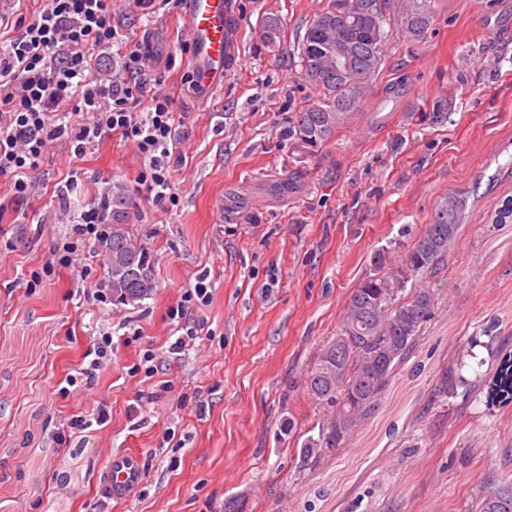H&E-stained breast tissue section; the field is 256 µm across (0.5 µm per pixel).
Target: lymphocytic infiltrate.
Segmentation results:
<instances>
[{
	"instance_id": "lymphocytic-infiltrate-1",
	"label": "lymphocytic infiltrate",
	"mask_w": 512,
	"mask_h": 512,
	"mask_svg": "<svg viewBox=\"0 0 512 512\" xmlns=\"http://www.w3.org/2000/svg\"><path fill=\"white\" fill-rule=\"evenodd\" d=\"M123 39L112 21L110 0H44L21 35L0 46V180L13 202L29 196L30 174L52 142L66 141L81 157L115 132L135 146L143 166L139 181L153 203L174 201L171 170L182 155L173 140V99L164 91L150 90L148 54L130 48L108 81L92 72L94 50ZM67 102L74 103V111H62ZM108 222L107 212L99 207L75 214L45 275L71 265L87 242L107 234ZM211 301L204 282L184 289L169 309L180 332L171 352L194 347L205 325L193 321L191 314Z\"/></svg>"
}]
</instances>
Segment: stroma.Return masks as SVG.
Masks as SVG:
<instances>
[{"label": "stroma", "instance_id": "stroma-1", "mask_svg": "<svg viewBox=\"0 0 512 512\" xmlns=\"http://www.w3.org/2000/svg\"><path fill=\"white\" fill-rule=\"evenodd\" d=\"M239 2L243 58L203 101L187 82L182 0H112L115 24L130 44L150 43L156 86L174 100L175 204L147 200L141 160L116 134L80 159L52 143L25 202L0 183V512H469L486 479L512 478V408L491 409L483 387L448 408L429 402L444 368L486 380L512 351V220L496 221L512 200V0H431L416 41L388 26L364 101L311 153L288 128L317 94L300 44L330 0ZM271 19L280 36L269 47ZM72 170L70 211L116 182L130 194L156 281L138 307L85 299L104 283L98 241L42 274L70 230L53 189ZM452 193L465 219L413 355L345 448L301 466L328 412L307 394L309 365L375 253H404ZM200 279L213 294L200 313L210 334L170 353L169 309ZM106 332L111 362L90 386L62 391ZM101 404L111 418L86 430L89 453L74 462L55 435ZM123 451L137 455L142 483L104 502L109 457Z\"/></svg>", "mask_w": 512, "mask_h": 512}]
</instances>
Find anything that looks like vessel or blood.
Segmentation results:
<instances>
[{"instance_id":"vessel-or-blood-1","label":"vessel or blood","mask_w":512,"mask_h":512,"mask_svg":"<svg viewBox=\"0 0 512 512\" xmlns=\"http://www.w3.org/2000/svg\"><path fill=\"white\" fill-rule=\"evenodd\" d=\"M190 23L192 66L199 91L222 87L239 60L241 47L237 0H185ZM138 460L131 454L110 457L102 486L103 497L123 499L140 486Z\"/></svg>"}]
</instances>
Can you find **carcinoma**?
<instances>
[{"instance_id": "obj_1", "label": "carcinoma", "mask_w": 512, "mask_h": 512, "mask_svg": "<svg viewBox=\"0 0 512 512\" xmlns=\"http://www.w3.org/2000/svg\"><path fill=\"white\" fill-rule=\"evenodd\" d=\"M413 4L403 13L401 26L405 35L417 38L430 25L432 7L431 0H413ZM391 9L392 0H331L309 23L301 42L303 79L323 96L298 112L288 130V137L304 152L315 151L331 138L359 107L366 78L381 61L387 38L384 24L391 20ZM330 34L335 43L354 46L355 75L350 83L336 75L335 54L326 46ZM109 200L110 232L100 243L107 255L105 286L112 303L135 306L156 288L151 256L131 233L125 188L113 184ZM465 206V200L455 195L445 198L412 247L399 257L386 249L377 253L373 273L353 289L336 336L307 372L309 397L332 411L318 435L302 443L301 463L343 447L379 410L392 377L410 359L434 315L439 292L433 278L456 242ZM410 282L417 288L406 300L404 291ZM471 392L470 383L446 370L431 402L445 404ZM471 512H512V482L488 481Z\"/></svg>"}]
</instances>
